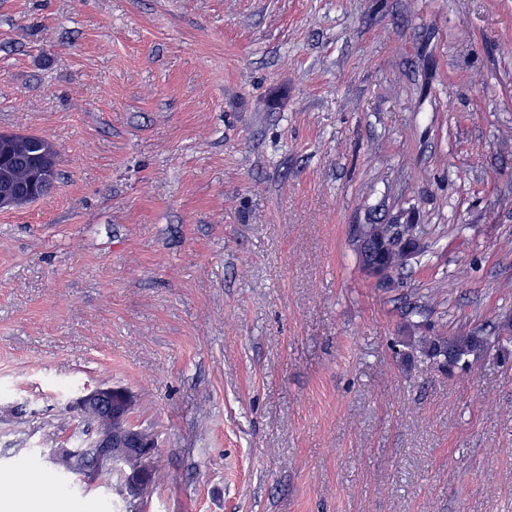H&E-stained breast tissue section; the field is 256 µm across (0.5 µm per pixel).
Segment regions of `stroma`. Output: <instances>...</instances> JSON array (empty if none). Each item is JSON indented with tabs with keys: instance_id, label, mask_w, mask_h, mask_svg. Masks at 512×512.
Listing matches in <instances>:
<instances>
[{
	"instance_id": "obj_1",
	"label": "stroma",
	"mask_w": 512,
	"mask_h": 512,
	"mask_svg": "<svg viewBox=\"0 0 512 512\" xmlns=\"http://www.w3.org/2000/svg\"><path fill=\"white\" fill-rule=\"evenodd\" d=\"M0 477L61 512H512V0H0ZM419 226L391 284L353 224ZM499 337L452 367L408 336ZM106 383L126 503L62 476ZM9 140L8 157L4 161L0 152V186L18 192L16 208H20L42 196L32 195L36 179L55 182L58 153L54 144L40 135L16 133L13 136L12 132L0 131V141ZM132 406L130 394L112 386H99L83 392L76 398L74 407L79 412L95 408L110 416L112 421L118 424V428L110 427L97 434L92 439L90 448H79L78 445L68 448H47L44 454L54 463L62 460L79 462L90 456L91 460L85 470L93 472L103 468H120L124 472L120 492L126 497H137L148 475L145 470L148 469L146 461L154 454L155 446L152 440L144 437L140 429L127 423ZM130 459H138L139 467L128 472L126 463ZM55 467L60 472L82 476L91 483H109L114 477L120 480L122 476L120 471L94 472L88 476L85 470H79L77 466Z\"/></svg>"
}]
</instances>
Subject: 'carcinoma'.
Masks as SVG:
<instances>
[{
	"mask_svg": "<svg viewBox=\"0 0 512 512\" xmlns=\"http://www.w3.org/2000/svg\"><path fill=\"white\" fill-rule=\"evenodd\" d=\"M58 153L54 144L36 134H14L9 142L8 157L0 160V186L18 192L17 207H24L36 200L32 195L35 180L55 181ZM419 349L432 358H443V364H456L462 358L475 354L490 346L489 338L476 333L460 336H421L417 340ZM64 473L83 477L89 482L109 483L121 479L122 472L106 471L87 475L78 467H57Z\"/></svg>",
	"mask_w": 512,
	"mask_h": 512,
	"instance_id": "carcinoma-1",
	"label": "carcinoma"
}]
</instances>
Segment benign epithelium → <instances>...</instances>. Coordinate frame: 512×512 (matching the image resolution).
I'll list each match as a JSON object with an SVG mask.
<instances>
[{
    "label": "benign epithelium",
    "instance_id": "benign-epithelium-1",
    "mask_svg": "<svg viewBox=\"0 0 512 512\" xmlns=\"http://www.w3.org/2000/svg\"><path fill=\"white\" fill-rule=\"evenodd\" d=\"M397 230L402 236L392 242L374 238L366 224L352 225V236L368 276L377 280L387 269V256L400 249L409 252L419 244V236L409 232L412 220L401 215L396 220ZM133 406L129 393L112 386H99L83 392L74 402L78 411L95 408L110 416L118 428H109L97 434L88 448L76 445L68 448H48L44 450L47 458L53 462L69 460L79 462L91 457L86 470L96 471L103 468H119L124 471V481L120 492L126 497L139 495L143 481L147 477L146 461L153 455L154 442L141 433V430L127 424Z\"/></svg>",
    "mask_w": 512,
    "mask_h": 512
}]
</instances>
